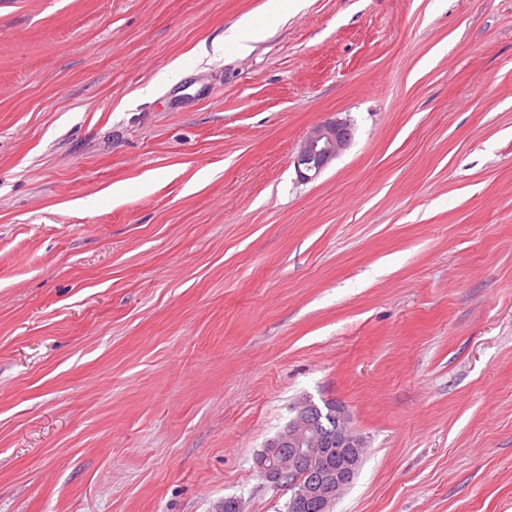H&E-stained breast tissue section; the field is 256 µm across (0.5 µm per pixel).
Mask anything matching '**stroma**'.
Wrapping results in <instances>:
<instances>
[{
	"instance_id": "1",
	"label": "stroma",
	"mask_w": 512,
	"mask_h": 512,
	"mask_svg": "<svg viewBox=\"0 0 512 512\" xmlns=\"http://www.w3.org/2000/svg\"><path fill=\"white\" fill-rule=\"evenodd\" d=\"M265 2L0 0V512H286L302 398L331 512H512V0ZM265 34V28L258 26L250 18H241L224 32L223 38L212 42V53L219 56L232 49L245 51L249 48L248 42L260 40ZM353 136L347 120H330L311 127L301 140L296 163L301 179H315L350 144ZM336 414V431L332 436L320 433L318 424L321 409L310 399L300 401L297 411L283 430L272 439L267 448H279L272 458L275 461L288 459L286 470L271 468L264 460H257L259 473L275 486H285L286 477L295 471L296 465H305L311 473V479L294 490L288 489L291 497L286 503V512H304L311 502H316L305 512H323L320 504L329 507L331 498L336 492V499L351 482L359 464L361 449L364 448L363 438L356 434L349 425V415L339 405L333 406ZM336 448H327V454L336 460L335 465H328L327 458L322 454L318 444L321 440ZM263 450V451H264Z\"/></svg>"
}]
</instances>
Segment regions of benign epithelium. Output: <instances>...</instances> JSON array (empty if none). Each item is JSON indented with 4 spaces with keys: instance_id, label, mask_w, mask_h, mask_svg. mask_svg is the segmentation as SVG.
<instances>
[{
    "instance_id": "7a95c632",
    "label": "benign epithelium",
    "mask_w": 512,
    "mask_h": 512,
    "mask_svg": "<svg viewBox=\"0 0 512 512\" xmlns=\"http://www.w3.org/2000/svg\"><path fill=\"white\" fill-rule=\"evenodd\" d=\"M353 136L351 123L330 120L311 127L301 140L296 163L301 179L309 181L336 159L350 144ZM294 415L283 430L268 443L270 448L288 449V469L271 468L256 461L259 473L268 482L285 485L286 477L296 466L304 465L311 479L295 487L288 499V512H304L312 502L330 505L335 493H341L351 482L359 464L363 438L349 425L346 410L336 405V431L327 437L320 433L318 424L321 409L310 399L300 401ZM326 441L336 446V464H327L318 444Z\"/></svg>"
}]
</instances>
